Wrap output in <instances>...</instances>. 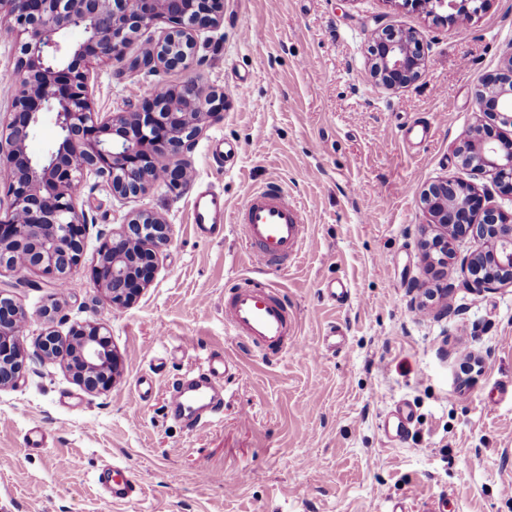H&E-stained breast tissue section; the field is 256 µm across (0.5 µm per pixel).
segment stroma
Returning a JSON list of instances; mask_svg holds the SVG:
<instances>
[{
    "mask_svg": "<svg viewBox=\"0 0 512 512\" xmlns=\"http://www.w3.org/2000/svg\"><path fill=\"white\" fill-rule=\"evenodd\" d=\"M379 21L417 33L428 56L397 91L370 75ZM511 46L512 0H488L464 28L401 0H224L200 62L162 78H195L220 98L189 156L192 181L123 201L86 181L85 264L64 287L0 266V292L29 314L24 377L0 389V512H512V286L475 293L460 264L426 271L419 230L431 182L492 187L491 173L457 164L453 144L484 123L474 87ZM97 70L103 113L136 109L159 79ZM416 124L430 136L407 143ZM220 138L238 144L234 158L213 159ZM271 182L309 219L297 261L260 271L234 225L220 239L196 233L198 185L223 192L231 212ZM139 210L163 217L170 242L137 301L111 307L89 265ZM253 283L281 293L318 357H268L226 335L225 295ZM334 284L347 289L338 302L325 293ZM76 322L111 331L120 367L109 390L85 392L39 350L42 335ZM219 356L231 362L224 412L188 428L168 389ZM401 403L413 421L394 440L384 423ZM115 465L137 485L132 500L113 501L99 481Z\"/></svg>",
    "mask_w": 512,
    "mask_h": 512,
    "instance_id": "stroma-1",
    "label": "stroma"
}]
</instances>
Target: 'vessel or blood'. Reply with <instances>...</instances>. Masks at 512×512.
I'll return each instance as SVG.
<instances>
[{"label":"vessel or blood","instance_id":"b4317fda","mask_svg":"<svg viewBox=\"0 0 512 512\" xmlns=\"http://www.w3.org/2000/svg\"><path fill=\"white\" fill-rule=\"evenodd\" d=\"M193 224L208 237L223 235L225 221L239 229L255 268L263 270L295 260L307 242V217L302 206L278 184L255 190L232 216L224 214V196L210 189L194 199ZM224 327L247 349L279 356L302 350L288 305L265 286H235L224 300ZM227 370L224 358L212 360L207 372L180 380L169 390L170 408L187 426L196 427L220 415V380Z\"/></svg>","mask_w":512,"mask_h":512}]
</instances>
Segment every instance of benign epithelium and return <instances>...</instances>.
<instances>
[{
    "label": "benign epithelium",
    "instance_id": "benign-epithelium-1",
    "mask_svg": "<svg viewBox=\"0 0 512 512\" xmlns=\"http://www.w3.org/2000/svg\"><path fill=\"white\" fill-rule=\"evenodd\" d=\"M9 5L0 19V41L19 50L15 91L5 126H0V187L10 210L0 215V266L20 273L38 271L60 284L76 270L84 253L85 220L75 184L89 178L106 182L116 199L152 185L176 189L185 181V156L212 116L215 96L194 78L171 88L162 84L132 112H96L90 82L95 62L128 63L133 70H187L200 48L224 23V0H0ZM487 0H448V9L469 17ZM159 22L169 27L155 41H140ZM78 30L75 43L67 35ZM370 72L385 89L404 88L419 79L427 64L422 40L412 31L376 22L370 31ZM139 46L140 52L127 58ZM474 104L489 122L471 128L455 143L457 161L494 175L498 194L512 195V139L496 129L512 127V46L504 69L475 85ZM55 113L58 138L43 155L28 151V141L43 115ZM180 163L159 172L156 158ZM420 202L427 217L421 232L440 233L425 240L423 261L446 265L451 242L471 238L478 247L466 260L464 286L477 292L512 284V213L497 206L488 192L468 183L441 179L425 188ZM170 229L159 215L140 211L119 232L103 239L91 267L92 279L109 306L125 307L143 291L157 267ZM28 313L0 295V388L23 378L24 337L18 326ZM43 356L63 362L72 379L96 393L113 384L119 359L107 329L74 323L63 337H41Z\"/></svg>",
    "mask_w": 512,
    "mask_h": 512
}]
</instances>
